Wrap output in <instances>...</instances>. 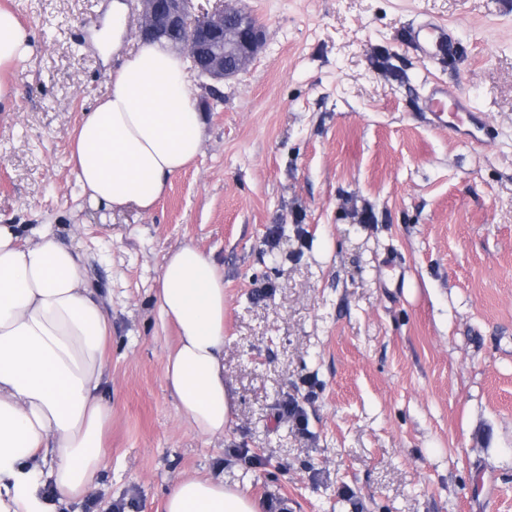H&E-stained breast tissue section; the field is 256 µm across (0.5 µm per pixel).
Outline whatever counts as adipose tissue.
<instances>
[{
	"mask_svg": "<svg viewBox=\"0 0 512 512\" xmlns=\"http://www.w3.org/2000/svg\"><path fill=\"white\" fill-rule=\"evenodd\" d=\"M29 33L0 10V67L30 52ZM203 129L187 64L165 42L122 58L107 96L85 112L70 162L94 208L148 212L200 152ZM0 224V512H68L98 487L112 407L103 396L110 317L74 247L51 229ZM178 329L164 380L179 414L201 435L233 419L224 381V273L185 243L167 253L156 294ZM165 512H260L238 487L186 476Z\"/></svg>",
	"mask_w": 512,
	"mask_h": 512,
	"instance_id": "1",
	"label": "adipose tissue"
}]
</instances>
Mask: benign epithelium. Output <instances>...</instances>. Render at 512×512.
I'll list each match as a JSON object with an SVG mask.
<instances>
[{
    "label": "benign epithelium",
    "instance_id": "7a95c632",
    "mask_svg": "<svg viewBox=\"0 0 512 512\" xmlns=\"http://www.w3.org/2000/svg\"><path fill=\"white\" fill-rule=\"evenodd\" d=\"M211 11L195 15L191 0H139V36L176 35L172 43L184 49L192 68L216 85L242 73L265 40L263 26L241 6L218 0Z\"/></svg>",
    "mask_w": 512,
    "mask_h": 512
}]
</instances>
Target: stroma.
<instances>
[{
	"label": "stroma",
	"mask_w": 512,
	"mask_h": 512,
	"mask_svg": "<svg viewBox=\"0 0 512 512\" xmlns=\"http://www.w3.org/2000/svg\"><path fill=\"white\" fill-rule=\"evenodd\" d=\"M111 0H0L31 35L0 70V224H47L112 321V425L79 512H164L170 486L224 479L260 512H512V0H243L258 57L211 98L204 138L147 213L90 207L70 136L111 85ZM426 22L457 37L428 61ZM436 83L496 129L430 122ZM224 270L223 437L164 380L165 255Z\"/></svg>",
	"instance_id": "1"
}]
</instances>
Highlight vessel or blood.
Returning a JSON list of instances; mask_svg holds the SVG:
<instances>
[{
    "mask_svg": "<svg viewBox=\"0 0 512 512\" xmlns=\"http://www.w3.org/2000/svg\"><path fill=\"white\" fill-rule=\"evenodd\" d=\"M411 40L428 59L453 50L447 29L440 25L424 24L412 33ZM424 106L432 122L447 125L450 131L471 141H481L489 133L482 113L471 98L450 86L434 85L424 99Z\"/></svg>",
    "mask_w": 512,
    "mask_h": 512,
    "instance_id": "b4317fda",
    "label": "vessel or blood"
}]
</instances>
